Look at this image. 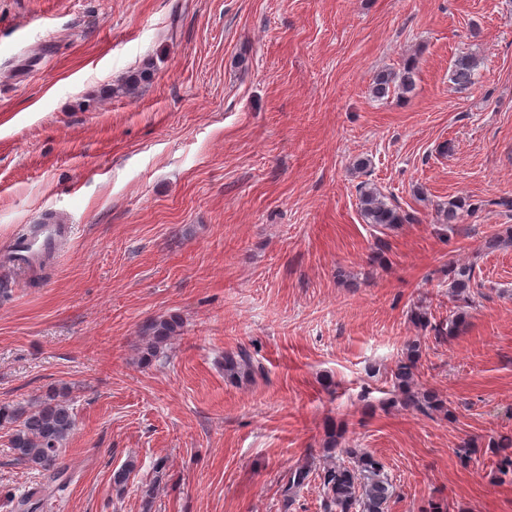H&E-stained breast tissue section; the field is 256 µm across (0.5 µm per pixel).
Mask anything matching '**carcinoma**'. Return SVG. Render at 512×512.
I'll return each mask as SVG.
<instances>
[{
    "mask_svg": "<svg viewBox=\"0 0 512 512\" xmlns=\"http://www.w3.org/2000/svg\"><path fill=\"white\" fill-rule=\"evenodd\" d=\"M474 61L468 56L457 58L454 64L453 79L466 86L472 83ZM150 77V67L146 66L131 73L120 85L119 90L130 93ZM361 212L368 224L391 227L403 222L396 208L385 202L379 192L369 189L360 198ZM448 278L452 295H463L472 288L474 270L470 265L448 268ZM413 322L420 327H428L431 322L426 314L414 312ZM464 323L460 314L448 321V327L431 325L441 335L455 334ZM180 327L175 318L161 319L149 326L154 343L160 344L173 336ZM421 357V346L414 339L406 345L404 358L392 370L394 387L406 406L429 415L444 410V402L438 395L421 388L416 374ZM261 372L254 364L247 350L224 352V376L232 379L252 376ZM13 426L10 438V452L14 462L31 469L39 470L57 480L65 470L60 446L68 439L76 426V418L71 400L65 394H54L32 409L14 406H0V426ZM345 460H333L323 466L318 473L323 487L324 512H386L387 503L393 495V485L384 472L383 465L372 455L357 448L343 450ZM134 470V462L129 461L112 473V488L122 493ZM313 473L308 463L297 466L288 474L284 485L285 499L298 494L310 481Z\"/></svg>",
    "mask_w": 512,
    "mask_h": 512,
    "instance_id": "obj_1",
    "label": "carcinoma"
}]
</instances>
